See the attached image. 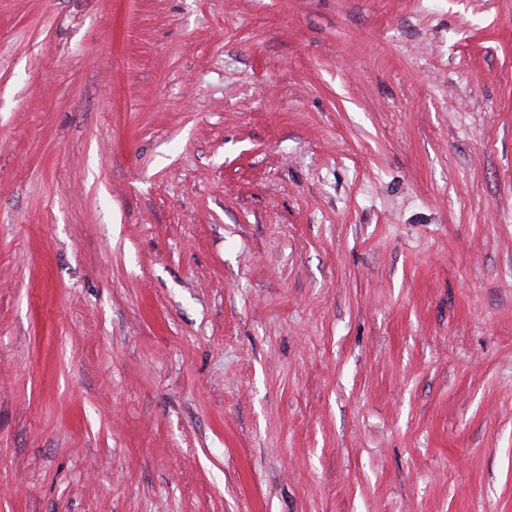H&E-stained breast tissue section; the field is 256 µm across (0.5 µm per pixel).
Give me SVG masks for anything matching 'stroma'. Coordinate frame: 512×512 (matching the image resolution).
I'll return each mask as SVG.
<instances>
[{
	"mask_svg": "<svg viewBox=\"0 0 512 512\" xmlns=\"http://www.w3.org/2000/svg\"><path fill=\"white\" fill-rule=\"evenodd\" d=\"M0 512H512V0H0Z\"/></svg>",
	"mask_w": 512,
	"mask_h": 512,
	"instance_id": "obj_1",
	"label": "stroma"
}]
</instances>
